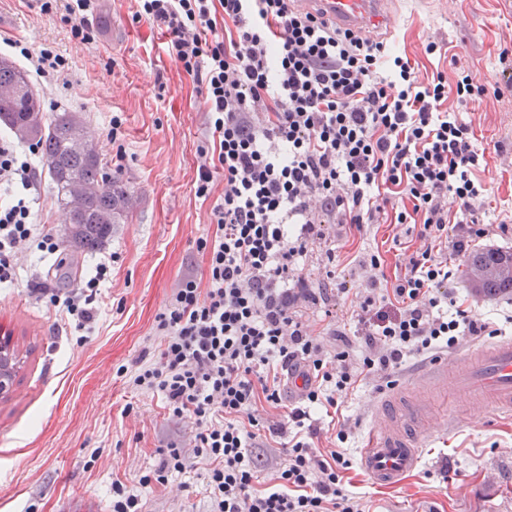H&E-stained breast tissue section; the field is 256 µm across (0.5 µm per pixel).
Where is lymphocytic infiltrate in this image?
Segmentation results:
<instances>
[{
    "label": "lymphocytic infiltrate",
    "mask_w": 512,
    "mask_h": 512,
    "mask_svg": "<svg viewBox=\"0 0 512 512\" xmlns=\"http://www.w3.org/2000/svg\"><path fill=\"white\" fill-rule=\"evenodd\" d=\"M134 2L133 20L162 31L166 54L203 97L196 197L224 182L212 232L198 242L204 275L178 281L155 317L157 358L131 377L161 395L169 419L192 423V448L169 445L141 485L203 463L209 512H362L342 484L344 454L314 443L311 409L335 407L360 377H388L410 357L489 329L455 307L448 265L475 240L512 233L484 223V154L470 124L444 107L449 90L472 95L473 80L421 82L389 43L301 13L293 0ZM41 10L59 14L78 43L96 41L91 0H42ZM38 178L13 142H0V184L21 189L0 201V286L15 283L19 253L58 249L55 229L34 221L27 192ZM372 224L412 225L421 246L391 280L380 253L364 257L372 275L351 312L364 345L356 362L338 325L327 328L336 348L312 339L305 307L335 309L349 293L336 275L335 227L360 236ZM316 246L327 269L314 280L304 261ZM107 272L99 265L83 287L54 295L77 329L94 321ZM297 376L298 403L284 407ZM262 402L284 409V421L264 425ZM262 429L281 439L283 460L260 490L253 450Z\"/></svg>",
    "instance_id": "1"
}]
</instances>
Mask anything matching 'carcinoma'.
Instances as JSON below:
<instances>
[{"label": "carcinoma", "instance_id": "1", "mask_svg": "<svg viewBox=\"0 0 512 512\" xmlns=\"http://www.w3.org/2000/svg\"><path fill=\"white\" fill-rule=\"evenodd\" d=\"M0 123L22 141H34L45 161L56 202L69 216V247L93 251L111 236L135 206V190L102 164L98 148H76L82 120L75 112H42L26 71L0 59ZM469 288L484 297L512 296V251L481 248L466 263Z\"/></svg>", "mask_w": 512, "mask_h": 512}]
</instances>
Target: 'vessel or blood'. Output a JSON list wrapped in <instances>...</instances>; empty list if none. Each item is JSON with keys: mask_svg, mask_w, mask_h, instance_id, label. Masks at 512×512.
Instances as JSON below:
<instances>
[{"mask_svg": "<svg viewBox=\"0 0 512 512\" xmlns=\"http://www.w3.org/2000/svg\"><path fill=\"white\" fill-rule=\"evenodd\" d=\"M384 0H296L305 12L320 16L342 29L394 30L395 15L382 8ZM440 389L450 397L465 396L470 401L512 410V339L481 343L448 359L419 365L407 382L377 404L386 423L364 449V469L383 486L395 484L415 468L420 452V435L427 428L429 406L410 399L407 389Z\"/></svg>", "mask_w": 512, "mask_h": 512, "instance_id": "b4317fda", "label": "vessel or blood"}]
</instances>
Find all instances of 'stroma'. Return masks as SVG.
<instances>
[{
    "label": "stroma",
    "instance_id": "35a3bbf8",
    "mask_svg": "<svg viewBox=\"0 0 512 512\" xmlns=\"http://www.w3.org/2000/svg\"><path fill=\"white\" fill-rule=\"evenodd\" d=\"M92 5L99 36L82 45L59 17L41 12L39 0H0V31L20 46L51 47L68 60L61 82L33 80L45 113H78L106 163L113 155L110 121L121 116L122 175L139 197L100 249L22 253L17 284L0 288V331L11 333L23 352L13 390L0 401V512H112L116 480L144 490V512H206L204 465L142 489L140 479L159 467L163 447H188L191 425L169 422L161 396L119 373L142 354H156V314L182 276L204 270L197 243L212 230L214 203L196 198L193 186L205 136L203 99L164 52L163 35L133 20L130 0ZM386 6L399 18L391 38L419 80L440 73L452 84L459 72L471 75L473 95L463 102L449 92L448 109L471 124L485 151L486 167L478 172L490 185L481 207L485 221L512 218V90L497 86L500 54L512 51V0H386ZM432 42L444 55L429 53ZM405 245L419 242L401 226L374 224L361 236L340 230L336 268L355 291L367 285L363 256L380 251L391 275ZM101 263L109 273L97 291L95 320L83 331L26 286L36 268L48 295L74 288ZM453 267L458 305L489 322L497 337H512V298L476 295L461 274L463 260ZM381 384L368 377L339 395L338 423L321 410L312 419L318 446L341 448L350 460L344 487L364 512H512V410L466 400L434 398L417 466L396 485H377L361 454L382 423L375 412Z\"/></svg>",
    "mask_w": 512,
    "mask_h": 512
}]
</instances>
